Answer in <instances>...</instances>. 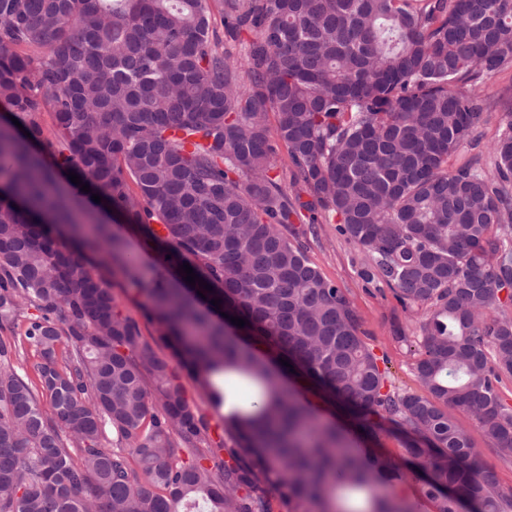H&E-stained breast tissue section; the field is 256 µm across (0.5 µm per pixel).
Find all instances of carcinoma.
I'll list each match as a JSON object with an SVG mask.
<instances>
[{
    "label": "carcinoma",
    "instance_id": "1",
    "mask_svg": "<svg viewBox=\"0 0 512 512\" xmlns=\"http://www.w3.org/2000/svg\"><path fill=\"white\" fill-rule=\"evenodd\" d=\"M221 4L240 60L219 50L210 0H0V100L22 124L0 125V329L35 310L25 341L0 336V512H350L353 494L358 512H418L407 462L428 472L436 512H512L451 414L512 460V113L491 166L448 167L479 144L483 75L512 68V0ZM58 170L212 291L143 282ZM321 218L420 316L429 396L388 388L356 309L307 256ZM109 263L203 380L228 459L211 458L176 368L120 311ZM25 342L37 387L17 370ZM291 374L339 399L366 447L318 423ZM387 420L401 458L373 451Z\"/></svg>",
    "mask_w": 512,
    "mask_h": 512
}]
</instances>
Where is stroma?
<instances>
[{"instance_id": "stroma-1", "label": "stroma", "mask_w": 512, "mask_h": 512, "mask_svg": "<svg viewBox=\"0 0 512 512\" xmlns=\"http://www.w3.org/2000/svg\"><path fill=\"white\" fill-rule=\"evenodd\" d=\"M479 96L487 115L479 130L480 148L489 151L496 141L504 113L512 112V68L485 75L479 85ZM307 254L330 280L346 293L356 309L365 341L388 373V384L399 393L424 394L425 389L415 375L419 357V325L384 282H366L362 276L364 256L335 225L320 224L315 237L309 238ZM112 284V293L125 314L135 319L142 336L160 356L170 357V349L160 340L155 323L143 313L144 298L138 295L125 271L111 267L105 271ZM480 453L481 464L495 471L503 492H512V461H503L495 451L494 441L486 429L475 423L464 410L452 412Z\"/></svg>"}]
</instances>
